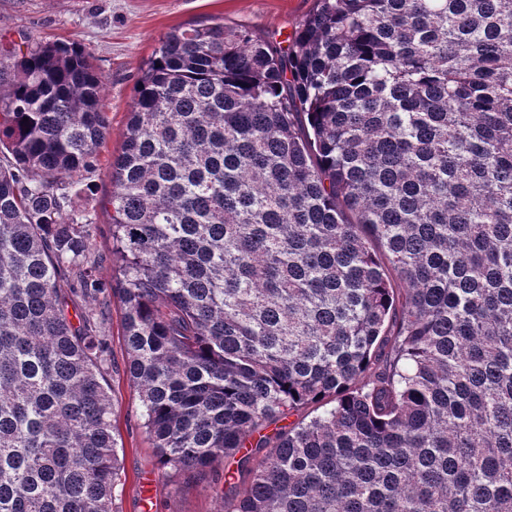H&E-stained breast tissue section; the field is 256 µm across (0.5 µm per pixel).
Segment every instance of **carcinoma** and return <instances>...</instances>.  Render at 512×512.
<instances>
[{"instance_id":"obj_1","label":"carcinoma","mask_w":512,"mask_h":512,"mask_svg":"<svg viewBox=\"0 0 512 512\" xmlns=\"http://www.w3.org/2000/svg\"><path fill=\"white\" fill-rule=\"evenodd\" d=\"M103 85L78 46H0V512H114V297L157 469L235 459L219 512H512V0L163 36L108 285L73 201Z\"/></svg>"}]
</instances>
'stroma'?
I'll return each mask as SVG.
<instances>
[{
    "label": "stroma",
    "instance_id": "stroma-1",
    "mask_svg": "<svg viewBox=\"0 0 512 512\" xmlns=\"http://www.w3.org/2000/svg\"><path fill=\"white\" fill-rule=\"evenodd\" d=\"M313 7L314 0H0V42L27 38L78 44L105 78L102 100L109 132L98 156L94 187L78 202L96 225L101 249L112 244V226L101 205L112 191L109 167L121 152L134 84L160 38L193 22L221 19L281 42ZM107 340L116 366L108 379L124 483L115 502L117 512H218L221 503L211 478L174 485L156 468L141 426L138 393L121 368L123 314L116 305L109 314Z\"/></svg>",
    "mask_w": 512,
    "mask_h": 512
}]
</instances>
